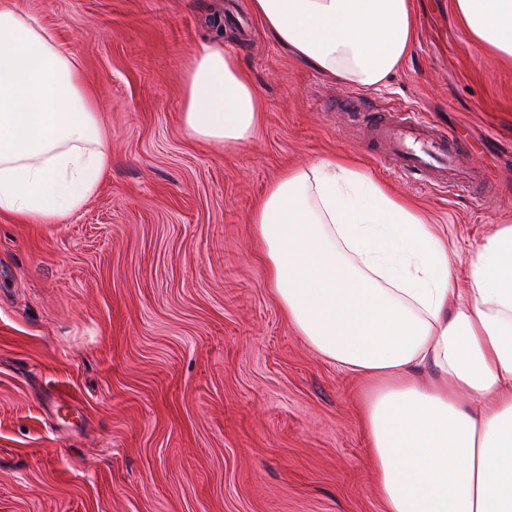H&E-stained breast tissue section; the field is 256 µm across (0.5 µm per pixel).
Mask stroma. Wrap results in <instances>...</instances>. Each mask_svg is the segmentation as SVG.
Instances as JSON below:
<instances>
[{"instance_id":"35a3bbf8","label":"stroma","mask_w":512,"mask_h":512,"mask_svg":"<svg viewBox=\"0 0 512 512\" xmlns=\"http://www.w3.org/2000/svg\"><path fill=\"white\" fill-rule=\"evenodd\" d=\"M15 2L79 59L112 167L64 222L0 216V512H382L360 384L288 325L251 213L284 168L337 154L418 204L466 275L512 224V63L452 0H414V46L377 89L319 72L249 0ZM216 37L264 103L233 150L180 121L184 60ZM347 96L462 140L472 186L409 182L331 108Z\"/></svg>"}]
</instances>
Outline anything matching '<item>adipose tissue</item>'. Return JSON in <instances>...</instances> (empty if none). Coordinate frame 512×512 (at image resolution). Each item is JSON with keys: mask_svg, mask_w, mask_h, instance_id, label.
Returning <instances> with one entry per match:
<instances>
[{"mask_svg": "<svg viewBox=\"0 0 512 512\" xmlns=\"http://www.w3.org/2000/svg\"><path fill=\"white\" fill-rule=\"evenodd\" d=\"M323 74L376 89L415 36L413 0H249ZM471 38L512 60V0H453ZM196 142L253 140L263 104L220 40L186 61ZM112 164L77 58L0 0V213L56 224ZM252 224L291 327L364 385L360 419L384 512H512V224L458 276L446 235L352 166L323 159L271 182Z\"/></svg>", "mask_w": 512, "mask_h": 512, "instance_id": "1", "label": "adipose tissue"}]
</instances>
